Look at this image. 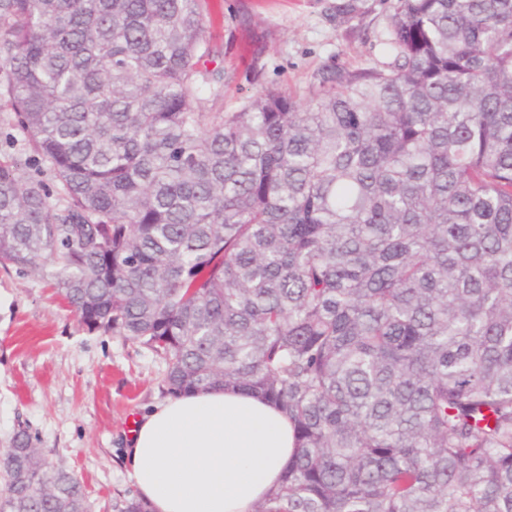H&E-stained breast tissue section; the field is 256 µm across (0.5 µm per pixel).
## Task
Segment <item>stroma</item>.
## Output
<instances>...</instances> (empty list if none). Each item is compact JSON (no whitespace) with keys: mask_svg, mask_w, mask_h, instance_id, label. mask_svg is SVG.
I'll return each mask as SVG.
<instances>
[{"mask_svg":"<svg viewBox=\"0 0 512 512\" xmlns=\"http://www.w3.org/2000/svg\"><path fill=\"white\" fill-rule=\"evenodd\" d=\"M336 0H208L207 43L224 71L199 106L237 111L269 87L301 92L322 66L385 60L394 0L336 18ZM163 363L122 336L81 327L50 282L0 267V450L26 431L83 483L90 512H112L134 484L122 459L137 415L163 401Z\"/></svg>","mask_w":512,"mask_h":512,"instance_id":"obj_1","label":"stroma"}]
</instances>
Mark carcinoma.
Returning <instances> with one entry per match:
<instances>
[{
  "label": "carcinoma",
  "instance_id": "1",
  "mask_svg": "<svg viewBox=\"0 0 512 512\" xmlns=\"http://www.w3.org/2000/svg\"><path fill=\"white\" fill-rule=\"evenodd\" d=\"M205 10L0 0V266L159 357L166 394L287 415L252 512H512V0H396L390 61L236 112L196 106L224 79ZM0 469V512H87L24 432Z\"/></svg>",
  "mask_w": 512,
  "mask_h": 512
}]
</instances>
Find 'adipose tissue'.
Returning a JSON list of instances; mask_svg holds the SVG:
<instances>
[{
	"instance_id": "1",
	"label": "adipose tissue",
	"mask_w": 512,
	"mask_h": 512,
	"mask_svg": "<svg viewBox=\"0 0 512 512\" xmlns=\"http://www.w3.org/2000/svg\"><path fill=\"white\" fill-rule=\"evenodd\" d=\"M295 450L287 417L237 389L171 397L139 416L124 462L152 512H250Z\"/></svg>"
}]
</instances>
